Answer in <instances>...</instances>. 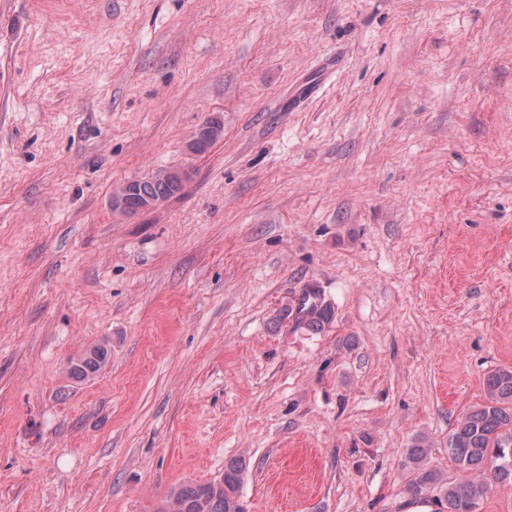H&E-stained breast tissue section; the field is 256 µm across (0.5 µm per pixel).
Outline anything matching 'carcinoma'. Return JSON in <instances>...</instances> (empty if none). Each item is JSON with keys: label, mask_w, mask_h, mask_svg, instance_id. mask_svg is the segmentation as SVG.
<instances>
[{"label": "carcinoma", "mask_w": 512, "mask_h": 512, "mask_svg": "<svg viewBox=\"0 0 512 512\" xmlns=\"http://www.w3.org/2000/svg\"><path fill=\"white\" fill-rule=\"evenodd\" d=\"M222 132L219 119L204 121L189 150L206 151ZM183 181L177 170H159L149 179L134 181L128 193L112 200V210L126 215L155 206L179 193ZM297 313L304 326L318 330L329 321L331 309L319 291L310 288L300 299ZM110 357L109 342L94 343L69 361L68 375L86 381L104 369ZM486 389V401L463 414L448 434V456L462 473L460 479L450 482L429 465L432 448L424 440L406 449L401 461L411 474L410 492L434 495L439 512H478L492 485H512V369L491 372ZM247 470L246 460L230 459L219 479L186 483L171 491L162 512H246L238 491Z\"/></svg>", "instance_id": "1"}]
</instances>
